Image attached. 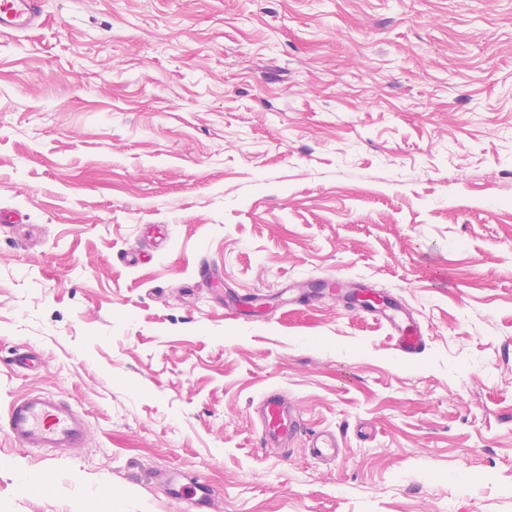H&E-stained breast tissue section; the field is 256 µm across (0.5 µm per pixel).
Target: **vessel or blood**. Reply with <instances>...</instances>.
<instances>
[{"label": "vessel or blood", "instance_id": "obj_1", "mask_svg": "<svg viewBox=\"0 0 512 512\" xmlns=\"http://www.w3.org/2000/svg\"><path fill=\"white\" fill-rule=\"evenodd\" d=\"M43 21L42 0H0V37L37 29ZM360 308L384 321L397 335L399 351L414 355L425 347L420 329L401 325L403 309L387 295L371 288L355 290ZM262 447L287 451L289 442L303 429V422L292 404L279 392H269L258 407ZM9 436L20 446L52 450L82 447L88 434L86 419L65 401L45 394H27L13 402L7 417ZM343 443L329 430L312 433L308 452L322 462L343 456ZM170 496L184 499L189 512H204L213 498L212 490L203 484L185 493L177 478L168 483Z\"/></svg>", "mask_w": 512, "mask_h": 512}]
</instances>
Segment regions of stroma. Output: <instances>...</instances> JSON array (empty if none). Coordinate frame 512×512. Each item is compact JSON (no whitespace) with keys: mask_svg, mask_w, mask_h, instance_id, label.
<instances>
[{"mask_svg":"<svg viewBox=\"0 0 512 512\" xmlns=\"http://www.w3.org/2000/svg\"><path fill=\"white\" fill-rule=\"evenodd\" d=\"M44 18L0 37V512H185L171 475L213 512H512V0ZM334 275L406 305L424 350L290 299ZM275 390L304 422L285 454L254 413ZM28 392L85 446L19 447ZM307 449L314 459L322 462L336 461L345 451L340 439L329 430H319L310 434ZM169 495L175 498L184 499L187 504V510L192 512L202 511L209 508L213 498V491L204 484H198L191 494L186 495L184 488L179 484L178 478L170 477L168 483Z\"/></svg>","mask_w":512,"mask_h":512,"instance_id":"obj_1","label":"stroma"}]
</instances>
